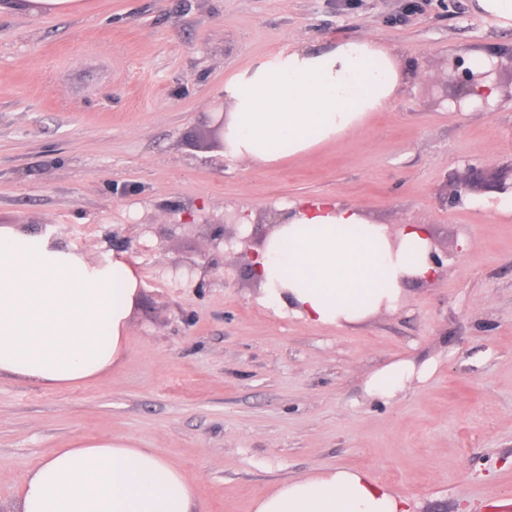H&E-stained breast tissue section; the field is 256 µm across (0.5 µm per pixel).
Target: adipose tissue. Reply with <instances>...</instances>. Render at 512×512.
I'll use <instances>...</instances> for the list:
<instances>
[{"mask_svg": "<svg viewBox=\"0 0 512 512\" xmlns=\"http://www.w3.org/2000/svg\"><path fill=\"white\" fill-rule=\"evenodd\" d=\"M389 52L372 40L324 52L297 50L224 84L233 110L226 154L265 165L355 131L399 89ZM427 230L390 237L354 205L302 201L267 237L254 275L268 303L317 325L352 326L397 307L407 279H433ZM139 277L121 256L89 266L50 238L0 227V376L68 388L110 370L127 346ZM415 368L374 372L367 392L405 390ZM195 489L151 448L109 435L80 437L28 469L18 512H194ZM254 512H408L367 472L335 467L260 496Z\"/></svg>", "mask_w": 512, "mask_h": 512, "instance_id": "1", "label": "adipose tissue"}]
</instances>
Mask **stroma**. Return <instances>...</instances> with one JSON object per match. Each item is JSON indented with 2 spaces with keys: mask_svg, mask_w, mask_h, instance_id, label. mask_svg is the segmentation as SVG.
<instances>
[{
  "mask_svg": "<svg viewBox=\"0 0 512 512\" xmlns=\"http://www.w3.org/2000/svg\"><path fill=\"white\" fill-rule=\"evenodd\" d=\"M372 39L401 88L352 133L271 166L225 155L205 115L233 74L298 49ZM512 60V27L472 0H84L0 13V226L140 278L126 353L71 388L0 379V512L29 468L78 436L154 448L194 512H253L279 484L367 470L410 512L512 499V98L453 111L450 59ZM481 180L446 204L466 174ZM333 199L373 223L425 225L437 277L352 327L267 306L250 268L265 209ZM238 212L253 251L226 265L212 225ZM419 374L383 402L365 382ZM415 372L412 364L399 361L374 372L366 381V391L383 400L393 399L405 390L407 382Z\"/></svg>",
  "mask_w": 512,
  "mask_h": 512,
  "instance_id": "stroma-1",
  "label": "stroma"
}]
</instances>
